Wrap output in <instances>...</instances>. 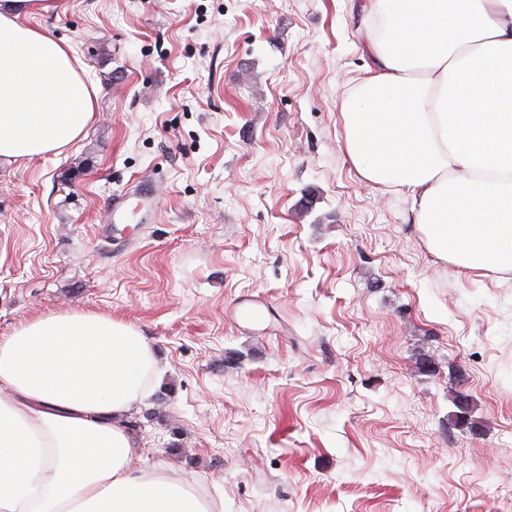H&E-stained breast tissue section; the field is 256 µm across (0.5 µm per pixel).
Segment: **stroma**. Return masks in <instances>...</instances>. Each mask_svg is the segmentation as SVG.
Here are the masks:
<instances>
[{
    "mask_svg": "<svg viewBox=\"0 0 512 512\" xmlns=\"http://www.w3.org/2000/svg\"><path fill=\"white\" fill-rule=\"evenodd\" d=\"M29 24L95 83L84 138L0 171V336L95 309L156 352L128 424L224 512H512V273L439 259L363 179L351 0H57ZM161 215L103 225L135 179ZM433 360L422 371L419 357ZM467 395L481 431L453 423Z\"/></svg>",
    "mask_w": 512,
    "mask_h": 512,
    "instance_id": "stroma-1",
    "label": "stroma"
}]
</instances>
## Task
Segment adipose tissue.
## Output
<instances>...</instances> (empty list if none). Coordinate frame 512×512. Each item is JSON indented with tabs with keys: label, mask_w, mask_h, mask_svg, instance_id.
<instances>
[{
	"label": "adipose tissue",
	"mask_w": 512,
	"mask_h": 512,
	"mask_svg": "<svg viewBox=\"0 0 512 512\" xmlns=\"http://www.w3.org/2000/svg\"><path fill=\"white\" fill-rule=\"evenodd\" d=\"M56 0H0V170L83 138L96 93L70 45L27 24ZM373 66L344 101L360 175L405 188L445 261L512 272V0H373ZM157 380L152 346L95 311L0 338V512H223L146 467L127 419Z\"/></svg>",
	"instance_id": "adipose-tissue-1"
}]
</instances>
